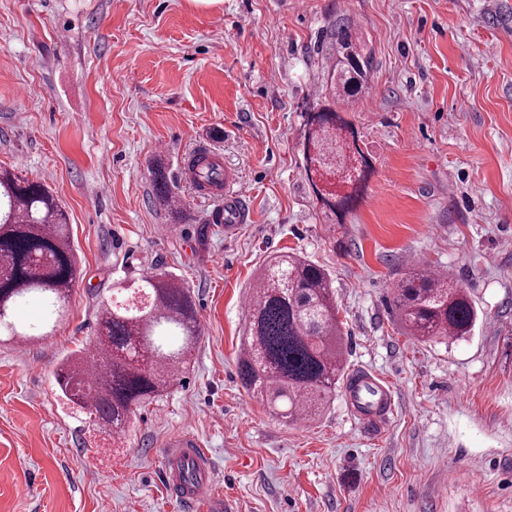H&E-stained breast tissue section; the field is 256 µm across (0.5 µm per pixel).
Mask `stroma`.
<instances>
[{
  "label": "stroma",
  "instance_id": "stroma-1",
  "mask_svg": "<svg viewBox=\"0 0 512 512\" xmlns=\"http://www.w3.org/2000/svg\"><path fill=\"white\" fill-rule=\"evenodd\" d=\"M340 19L373 71L346 115L372 170L339 219L303 143ZM201 147L250 192L237 229L182 175ZM0 168L54 192L80 270L55 335L0 343V512H188L164 463L183 431L211 454L218 512H512V0H0ZM288 253L329 273L345 369L391 388L388 416L341 387L283 422L244 389L245 301ZM416 263L469 293V336L403 327L390 284ZM152 270L190 289L200 336L114 437L55 372Z\"/></svg>",
  "mask_w": 512,
  "mask_h": 512
}]
</instances>
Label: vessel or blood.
I'll list each match as a JSON object with an SVG mask.
<instances>
[{"label":"vessel or blood","instance_id":"obj_1","mask_svg":"<svg viewBox=\"0 0 512 512\" xmlns=\"http://www.w3.org/2000/svg\"><path fill=\"white\" fill-rule=\"evenodd\" d=\"M224 198V213L222 218L228 224L245 223L246 209L245 200L247 191L242 182L232 170H225L224 183L219 189ZM349 396L357 399L371 397L374 407L380 409L381 413H388L392 407V397L389 390L378 382L372 375L358 372L355 373L348 385ZM168 448V470L166 478L185 503L197 506L207 501L209 494L206 484L211 477V468L208 455L203 450L200 442L187 433L174 436L167 444ZM194 466L198 479L194 482L184 481L182 469L184 466Z\"/></svg>","mask_w":512,"mask_h":512}]
</instances>
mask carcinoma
Wrapping results in <instances>:
<instances>
[{"label":"carcinoma","instance_id":"obj_1","mask_svg":"<svg viewBox=\"0 0 512 512\" xmlns=\"http://www.w3.org/2000/svg\"><path fill=\"white\" fill-rule=\"evenodd\" d=\"M335 60L328 72L335 106L308 113L304 169L321 204L343 215L355 205L370 163L357 131L343 116L368 84L371 55L363 52L349 26L336 24ZM197 180L219 185L223 166L202 157L193 164ZM153 177L159 204L173 193L162 167ZM77 258L67 217L58 200L39 182L21 184L0 171V337L28 342L49 336L57 326L76 280ZM393 310L404 328L426 341L468 335L478 311L466 289L448 277L415 264L392 284ZM123 301L99 310L100 355L73 353L56 372L67 400L94 416L98 429L125 430L136 409L159 396L191 355L199 336L189 288L166 272L132 280ZM39 297L49 317L26 325L14 310ZM342 323L329 274L297 254L274 257L252 287L239 372L249 395L286 421L320 416L345 375ZM104 372L84 387L91 367Z\"/></svg>","mask_w":512,"mask_h":512}]
</instances>
